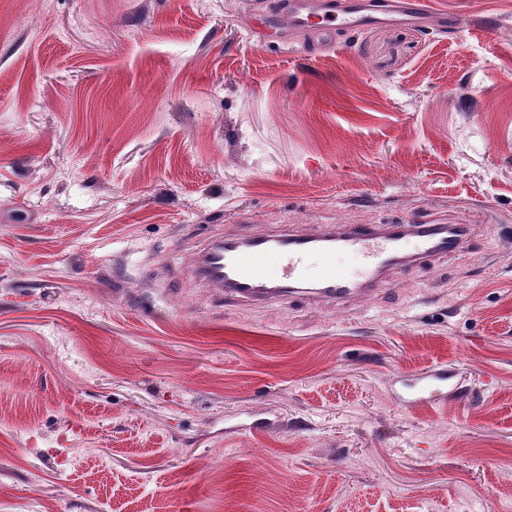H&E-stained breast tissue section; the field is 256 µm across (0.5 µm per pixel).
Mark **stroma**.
Returning a JSON list of instances; mask_svg holds the SVG:
<instances>
[{
    "instance_id": "obj_1",
    "label": "stroma",
    "mask_w": 512,
    "mask_h": 512,
    "mask_svg": "<svg viewBox=\"0 0 512 512\" xmlns=\"http://www.w3.org/2000/svg\"><path fill=\"white\" fill-rule=\"evenodd\" d=\"M269 3L0 0V512H512V0L318 57ZM422 216L341 309L193 262ZM448 372L433 370L406 386L403 398L408 402H425L448 397Z\"/></svg>"
}]
</instances>
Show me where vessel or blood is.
Here are the masks:
<instances>
[{"label": "vessel or blood", "instance_id": "b4317fda", "mask_svg": "<svg viewBox=\"0 0 512 512\" xmlns=\"http://www.w3.org/2000/svg\"><path fill=\"white\" fill-rule=\"evenodd\" d=\"M266 21H287L291 32L363 30L377 25L408 26L429 12L428 0H273ZM463 226L435 222L341 224L322 233L228 234L205 254V268L225 298L239 303L299 297L342 307L373 294L395 265L413 267L425 258L455 252ZM448 374L434 370L408 385L409 402L448 395Z\"/></svg>", "mask_w": 512, "mask_h": 512}]
</instances>
